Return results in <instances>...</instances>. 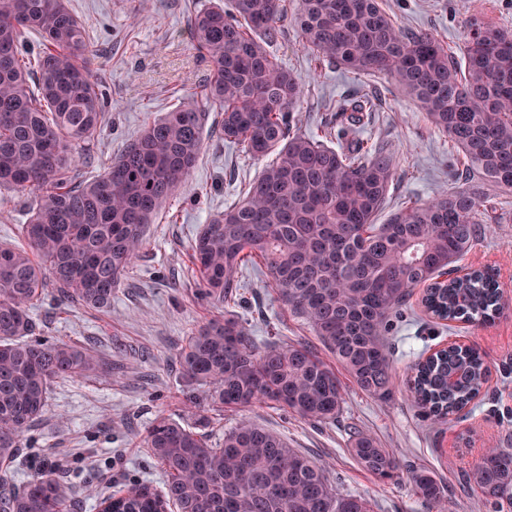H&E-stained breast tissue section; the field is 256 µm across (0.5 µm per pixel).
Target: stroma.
I'll return each mask as SVG.
<instances>
[{
    "instance_id": "35a3bbf8",
    "label": "stroma",
    "mask_w": 512,
    "mask_h": 512,
    "mask_svg": "<svg viewBox=\"0 0 512 512\" xmlns=\"http://www.w3.org/2000/svg\"><path fill=\"white\" fill-rule=\"evenodd\" d=\"M209 2L66 0L98 54L95 79L107 102L102 132L83 166L86 178L96 177L149 122L178 107L204 83L208 66L195 47L190 20ZM383 4L400 29L430 33L456 54L467 42L473 18L512 33V0ZM273 52L278 63L308 78L294 121L300 134L322 138L334 127L336 107L348 93L381 88L378 111L365 113L340 144L367 139L387 144L397 165L388 210L408 199L426 203L451 190L473 188V180L460 177L464 160L450 137L432 126L417 102L397 90L390 78L378 76L373 86L353 80L336 64L309 54L290 23ZM265 165V160L244 158L214 127H206L195 168L149 224L144 248L114 293L111 308L63 307L55 289L46 288L36 309L45 335L91 348L111 364L112 372L54 382L44 416L26 437L22 476L41 464L61 462L76 478L77 512H93L108 485L117 490L139 481L161 488L163 474L139 442L156 418L182 416L186 382L179 353L188 336L220 313L197 295L191 245L203 224L243 198ZM483 193L492 222L461 265L496 269L504 305L499 318L447 326L425 312L419 296H412L396 330V390L390 401L363 393L343 371L339 378L345 404L336 424H315L276 405H254L215 417L211 440L219 441L226 428L245 416L323 465L333 485L366 498L373 512H429L410 492L406 474L382 482L357 463L351 440L363 432L408 464L429 469L446 486V499L430 512H486L478 490L464 485L463 471L486 449L512 448V189L488 184ZM33 200L25 191L0 190V244L24 246L21 226ZM243 280L238 313L260 343L291 340L319 348L308 326L289 313L255 267L244 270ZM455 338L482 352L489 382L472 413L433 422L415 407L406 379L423 353Z\"/></svg>"
}]
</instances>
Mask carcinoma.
<instances>
[{
    "label": "carcinoma",
    "instance_id": "1",
    "mask_svg": "<svg viewBox=\"0 0 512 512\" xmlns=\"http://www.w3.org/2000/svg\"><path fill=\"white\" fill-rule=\"evenodd\" d=\"M289 18L302 45L359 79L387 75L448 134L473 174L512 188V34L471 23L460 58L431 34L403 32L379 0H225L191 18L210 78L201 99L145 127L95 179L75 161L94 147L105 120L95 55L64 0H0V188L36 198L22 233L28 248L0 245V512H67L71 477L46 465L22 482L25 434L43 415L53 383L110 371L94 352L36 334V303L53 286L66 303L107 309L139 257L145 228L189 177L203 149L207 107L220 112L224 141L250 158L273 156L238 203L204 225L192 245L202 298L224 307L189 337L183 376L203 396H186L193 421L161 417L141 440L163 487L131 484L99 498L97 512H371L341 491L322 466L278 434L244 417L220 444L205 432L209 411L273 402L331 424L342 414L336 371L301 343L258 346L236 314L241 266L258 256L267 287L318 337L358 388L380 401L395 383L391 318L425 287L440 321L488 322L500 313V285L484 267L445 275L482 234L477 189L409 203L385 223L377 216L397 176L379 142L334 148L297 133L303 79L269 51ZM378 95L343 102L344 123L376 110ZM489 368L475 347L450 349L412 366L409 390L429 419L474 404ZM351 451L380 480L406 469L426 506L446 487L426 468L402 464L358 433ZM491 512H512V448H490L463 474Z\"/></svg>",
    "mask_w": 512,
    "mask_h": 512
}]
</instances>
